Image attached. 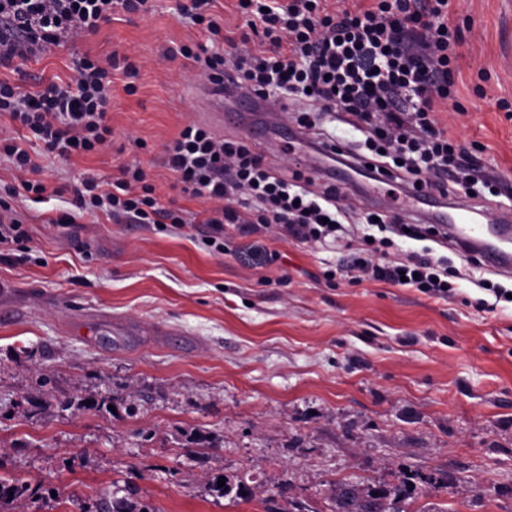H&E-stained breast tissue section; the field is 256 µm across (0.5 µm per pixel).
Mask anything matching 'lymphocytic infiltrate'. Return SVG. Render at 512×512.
<instances>
[{
	"label": "lymphocytic infiltrate",
	"mask_w": 512,
	"mask_h": 512,
	"mask_svg": "<svg viewBox=\"0 0 512 512\" xmlns=\"http://www.w3.org/2000/svg\"><path fill=\"white\" fill-rule=\"evenodd\" d=\"M218 0H188L180 11L201 27L205 42L172 48L197 64L200 77L220 90L238 81L266 105L298 106L297 125L316 126V112H340L366 132L365 146L379 171L393 182L425 177L432 189L470 193L459 179L471 170L467 148L451 142L439 127V102L451 99L448 76L463 42L449 20L450 0H373L355 9L329 10L326 0H236L243 24L237 35L224 34L215 17ZM147 0H0V68L12 67L50 46L98 31L114 7L135 13ZM112 76L90 57L80 58L69 81L52 83L36 94L0 81V112L13 125L43 142L62 159L88 155L112 138L107 122ZM0 154L24 173L12 198L43 194L39 171L16 137L0 134ZM165 165L182 191L213 205L208 246L224 252V227L243 236L268 232L277 238L316 243L341 228L348 211L343 191L333 182L312 190L278 171L244 141L223 138L198 123L183 126L165 147ZM74 212L56 224L74 223L75 211L103 210L129 224L191 223L189 213L163 205L145 170L124 166L109 188L92 178L74 186ZM389 238L348 241L344 270L351 279L405 285L445 298L463 274L448 269L447 257L431 248L374 263L367 252L391 247Z\"/></svg>",
	"instance_id": "obj_1"
}]
</instances>
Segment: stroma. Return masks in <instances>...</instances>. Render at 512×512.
I'll return each instance as SVG.
<instances>
[{
  "mask_svg": "<svg viewBox=\"0 0 512 512\" xmlns=\"http://www.w3.org/2000/svg\"><path fill=\"white\" fill-rule=\"evenodd\" d=\"M151 3L0 70V80L36 92L67 80L85 55L140 64L135 94L112 74L109 146L63 162L41 142L27 145L47 191L14 202L34 262L0 258V477L85 500L117 485L154 512H278L294 496L333 512L336 482L405 479L415 492L404 512H512V303L481 310L482 290L466 281L436 298L326 280L348 256L340 244L234 233L218 254L197 224L161 229L97 213L53 225L71 208V186L109 182L127 165L148 172L161 202L209 207L176 189L162 161L186 123L206 121L192 61L164 50L203 35L179 0ZM450 13L464 37L454 64L462 109L437 118L493 178L494 218L512 210V111L500 107L512 104V0H452ZM253 146L286 172L325 173L307 144ZM342 190L358 210L414 221L407 188L390 180ZM264 249L274 263L261 262ZM45 371L52 379L38 385ZM90 396L113 411L60 408ZM196 429L213 437L200 457L185 448ZM212 472L245 477L246 497H211ZM431 474L447 479V492L430 490Z\"/></svg>",
  "mask_w": 512,
  "mask_h": 512,
  "instance_id": "stroma-1",
  "label": "stroma"
}]
</instances>
